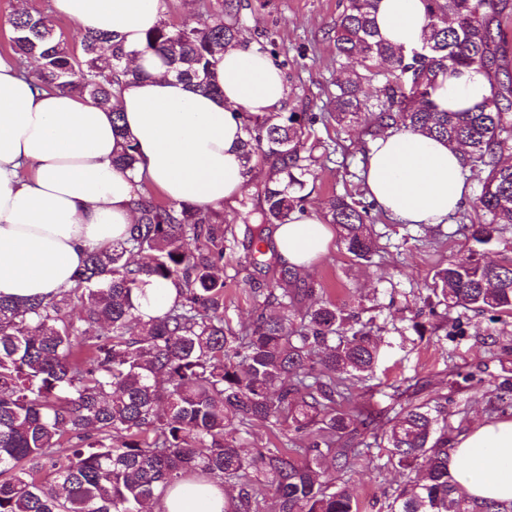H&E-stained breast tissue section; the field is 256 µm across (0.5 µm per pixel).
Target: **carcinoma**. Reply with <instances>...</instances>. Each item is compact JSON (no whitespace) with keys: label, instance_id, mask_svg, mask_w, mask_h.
Here are the masks:
<instances>
[{"label":"carcinoma","instance_id":"1","mask_svg":"<svg viewBox=\"0 0 512 512\" xmlns=\"http://www.w3.org/2000/svg\"><path fill=\"white\" fill-rule=\"evenodd\" d=\"M422 46L405 53L385 41L374 19L376 0H346L332 28L336 55L352 62L336 84L329 117L350 128L363 122L374 139L388 129L422 132L464 150L465 165L484 173L472 225L477 243L512 227V84L503 64L502 19L512 0H426ZM10 50L35 60L37 78L111 105L112 87L132 52L108 35H80L76 54L53 19L27 10L11 19ZM237 0L199 26L164 21L148 32L142 52L159 54L172 72L203 90L210 58L240 41ZM477 67L493 93L476 112L440 111L437 79ZM305 111L245 113L241 158L259 157L276 177L264 187L265 207L249 228L259 253L270 224H286L309 197L304 156ZM139 218L110 250L90 252L75 287L18 304L0 297V512H145L168 485L200 474L241 481L230 512H358L336 474L352 471L363 449L350 437L380 428L354 406L346 381L375 372L373 321H356L332 302L293 310L299 272L283 266L276 316L261 312L245 333L224 329V221L211 210L159 203L149 191L136 201ZM325 218L340 227L348 253H376L368 206L348 195L329 200ZM153 281L171 282L177 298L144 317L134 299ZM436 305L512 312V263L468 255L433 276ZM440 403L408 406L383 431L390 459L420 466L399 487L391 512H508L458 495L448 471V437ZM288 424L306 435L298 448L240 445L241 428Z\"/></svg>","mask_w":512,"mask_h":512}]
</instances>
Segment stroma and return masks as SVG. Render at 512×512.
<instances>
[{
	"instance_id": "stroma-1",
	"label": "stroma",
	"mask_w": 512,
	"mask_h": 512,
	"mask_svg": "<svg viewBox=\"0 0 512 512\" xmlns=\"http://www.w3.org/2000/svg\"><path fill=\"white\" fill-rule=\"evenodd\" d=\"M345 0H240L239 16L246 42L257 45L262 33L274 34L277 61L288 87L287 106L317 114L343 75L336 61L331 28ZM224 0H163L161 15L173 22L197 24L221 13ZM369 139L361 128L344 130L334 121L313 125L308 141L315 158L307 177V205L324 214L328 201L347 194L364 202L361 180ZM481 174L468 176L472 196L447 224L431 230L401 224L371 210L378 252L358 262L341 240L305 277L314 293L296 303L297 311L330 301L377 327L380 356L373 376L353 380L354 403L373 412L395 414L402 400L423 402L447 397V432L455 436L479 420L493 416L491 406L512 387V313L493 315L471 309H450L443 333L418 336L411 322L427 311V297L436 269L467 253L484 262L512 263V229L485 244L471 237L472 225L483 216L474 197ZM264 183L250 180L236 206L225 208L224 324L236 333L251 327L257 314L256 289L268 288L281 263L274 239L263 244V256L251 259L246 248L244 213L258 210ZM369 460L343 479L356 498L359 512H390L392 493L414 473L388 459V448L363 435Z\"/></svg>"
}]
</instances>
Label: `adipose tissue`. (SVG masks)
Here are the masks:
<instances>
[{"instance_id":"adipose-tissue-1","label":"adipose tissue","mask_w":512,"mask_h":512,"mask_svg":"<svg viewBox=\"0 0 512 512\" xmlns=\"http://www.w3.org/2000/svg\"><path fill=\"white\" fill-rule=\"evenodd\" d=\"M55 17L112 36L135 54L139 77L123 78L108 108L61 88L34 83L0 56V296L19 303L74 285L87 252L123 241L139 213L140 185L167 199L223 209L251 175L241 159V112H278L288 88L272 57L238 42L216 55V92L174 77L161 58L142 53L161 21L159 0H51ZM382 38L419 48L429 22L425 0H378ZM491 94L477 68L442 77L439 109H474ZM133 150V168L117 159ZM461 150L417 132H384L369 146L362 172L370 198L403 224H444L470 193ZM332 234L306 210L275 233L283 262L308 271ZM448 467L472 503L512 502V419L483 420L457 437ZM221 481L174 483L152 512H224Z\"/></svg>"}]
</instances>
